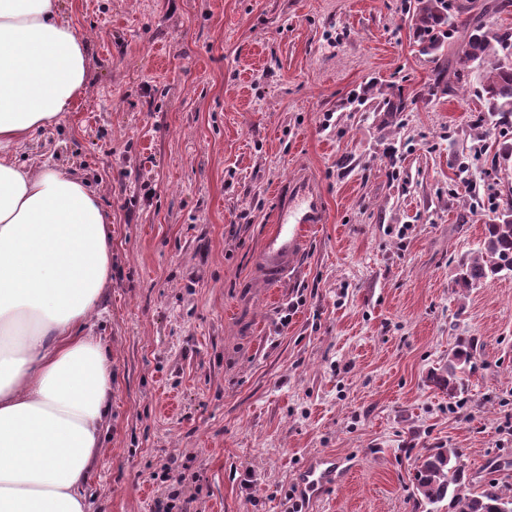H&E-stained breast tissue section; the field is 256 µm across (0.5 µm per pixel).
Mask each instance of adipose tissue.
Returning <instances> with one entry per match:
<instances>
[{"instance_id": "adipose-tissue-1", "label": "adipose tissue", "mask_w": 512, "mask_h": 512, "mask_svg": "<svg viewBox=\"0 0 512 512\" xmlns=\"http://www.w3.org/2000/svg\"><path fill=\"white\" fill-rule=\"evenodd\" d=\"M88 67L58 0H0V512H85L112 407V359L83 332L112 283L106 213L80 176L16 158Z\"/></svg>"}]
</instances>
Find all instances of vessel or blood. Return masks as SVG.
<instances>
[{
    "mask_svg": "<svg viewBox=\"0 0 512 512\" xmlns=\"http://www.w3.org/2000/svg\"><path fill=\"white\" fill-rule=\"evenodd\" d=\"M325 200L316 177L302 172L281 191L274 223L267 233L260 261L270 278H278L298 258L310 229L325 223ZM341 472L335 457L325 456L304 467L298 477V491L306 501L316 500L335 485Z\"/></svg>",
    "mask_w": 512,
    "mask_h": 512,
    "instance_id": "obj_1",
    "label": "vessel or blood"
}]
</instances>
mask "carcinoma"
<instances>
[{
	"label": "carcinoma",
	"mask_w": 512,
	"mask_h": 512,
	"mask_svg": "<svg viewBox=\"0 0 512 512\" xmlns=\"http://www.w3.org/2000/svg\"><path fill=\"white\" fill-rule=\"evenodd\" d=\"M512 0H492L476 6L475 0H414L411 19L417 37L427 53H434L447 42L454 20L467 16L470 29L465 47L458 57L453 76L476 78L485 98L491 122L501 134L512 131V64L504 62L512 54V30L493 28L483 22L487 14H509ZM431 92L457 93L448 81V68L433 71ZM512 273V197L499 212L498 222L485 225L481 247L461 260L459 283L475 288L501 273ZM475 341L461 340L448 353V362L429 381L456 398L468 390V375L475 358ZM415 488L422 512H512V492L494 482L475 485L464 479L459 454L454 448H429L417 457Z\"/></svg>",
	"instance_id": "cac0c4a2"
}]
</instances>
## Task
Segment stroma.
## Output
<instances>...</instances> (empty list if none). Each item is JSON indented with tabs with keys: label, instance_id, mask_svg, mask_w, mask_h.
<instances>
[{
	"label": "stroma",
	"instance_id": "obj_1",
	"mask_svg": "<svg viewBox=\"0 0 512 512\" xmlns=\"http://www.w3.org/2000/svg\"><path fill=\"white\" fill-rule=\"evenodd\" d=\"M59 4L88 88L17 156L77 172L112 226L87 512L174 491L191 512H284L325 454L349 471L317 512H415V460L439 446L512 487V275L458 283L511 190L500 137L476 86L428 95L404 0ZM304 169L328 221L272 284L258 253ZM460 337L476 370L452 403L429 375Z\"/></svg>",
	"mask_w": 512,
	"mask_h": 512
}]
</instances>
